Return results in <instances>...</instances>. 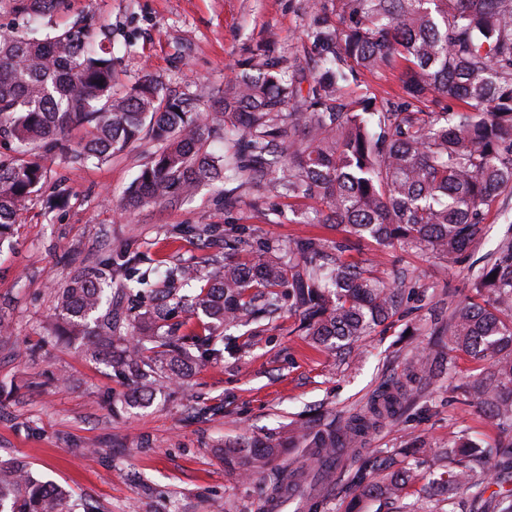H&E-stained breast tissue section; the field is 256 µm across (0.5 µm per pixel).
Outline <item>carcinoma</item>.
I'll use <instances>...</instances> for the list:
<instances>
[{"mask_svg":"<svg viewBox=\"0 0 512 512\" xmlns=\"http://www.w3.org/2000/svg\"><path fill=\"white\" fill-rule=\"evenodd\" d=\"M66 0H0L13 27L0 36V139L18 156L0 159V242L45 176L44 157L56 151L76 161H107L148 135L153 157L131 184L124 208L176 204L203 182L237 180L289 201H308L319 224L342 225L348 236L332 249L314 239L288 245L234 240L242 261L214 258L205 270H167L168 283L204 282L191 301L210 325L190 336L160 334L173 288L138 314L139 336L119 335L112 283L134 302L157 292L140 269L144 260L119 250L108 272L74 276L57 292L53 333L77 342L150 401L159 377L184 380L197 361L224 357L220 327L274 317L281 290L301 311L304 335L321 346L350 350L399 308L402 283L388 284L360 263L343 258L350 237L399 243L450 263L466 261L488 215L512 199V0H334L307 31L321 65L308 90L284 81L268 62L224 86L214 105L194 94L171 96L153 78L118 92L112 53L93 23L55 28L43 39L26 31L52 17ZM401 71L398 100L376 106L370 86L353 101L347 90L363 71ZM87 134L66 144L70 128ZM224 131V155L210 150ZM448 345L486 367L456 386L463 400L497 420L504 436L482 444L461 431L441 454L448 460L425 488L443 500L464 499L465 512H512V241L502 243L475 271L469 294L448 315ZM447 371L418 359L403 377L380 389L366 410L343 425L292 437L313 468L303 478L278 476L266 503L271 512L300 500L302 512H324L322 493L333 487L342 457L358 454L368 431L405 411L407 393ZM284 443L272 438L224 446L228 466L253 477L269 469ZM431 446L416 440L396 454L421 459ZM376 479L361 468L346 512L378 499L400 512L417 482L410 467L395 466ZM499 490L488 492L490 486ZM0 512H100L89 499H73L17 459H0Z\"/></svg>","mask_w":512,"mask_h":512,"instance_id":"cac0c4a2","label":"carcinoma"}]
</instances>
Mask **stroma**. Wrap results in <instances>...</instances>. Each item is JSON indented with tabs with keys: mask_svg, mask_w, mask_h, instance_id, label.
Returning <instances> with one entry per match:
<instances>
[{
	"mask_svg": "<svg viewBox=\"0 0 512 512\" xmlns=\"http://www.w3.org/2000/svg\"><path fill=\"white\" fill-rule=\"evenodd\" d=\"M310 0H68L53 22L88 19L112 49L116 89L150 75L176 94L211 96L229 80L257 72L267 56L283 78L306 77L317 52L305 32ZM155 150L151 138L101 163L45 160L46 178L0 246V457L23 460L43 480L90 498L102 512H260L265 480H243L224 468V445L285 437L298 429L342 425L416 356H439L451 380L413 390L396 421L371 431L361 461L343 462L330 512H343L359 464L374 477L414 439L434 452L415 464L436 476L437 448L467 431L494 440L495 421L461 403L450 389L480 368L443 335L452 302L467 293L468 264L444 266L431 255L372 240H353L349 260L374 276L405 272L399 312L365 337L354 355L300 335L298 312L227 330L233 349L199 362L181 383H166L150 403L127 404L128 387L110 368L85 359L78 346L48 331L56 291L81 271L104 268L127 250L164 265L204 268L227 239L285 243L297 237L333 241L342 231L318 224L305 202L245 186L225 206L215 186L201 185L174 206L150 203L128 213L126 191Z\"/></svg>",
	"mask_w": 512,
	"mask_h": 512,
	"instance_id": "35a3bbf8",
	"label": "stroma"
}]
</instances>
